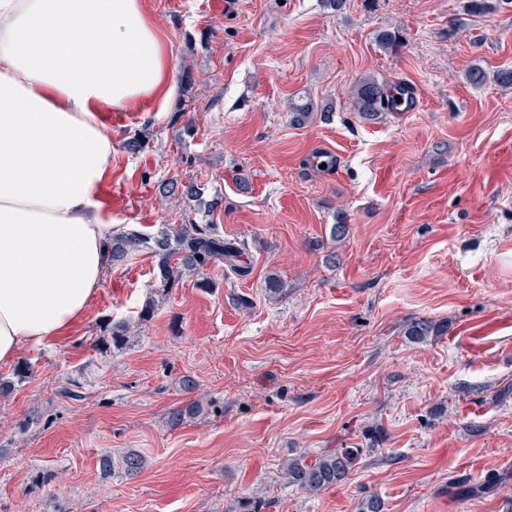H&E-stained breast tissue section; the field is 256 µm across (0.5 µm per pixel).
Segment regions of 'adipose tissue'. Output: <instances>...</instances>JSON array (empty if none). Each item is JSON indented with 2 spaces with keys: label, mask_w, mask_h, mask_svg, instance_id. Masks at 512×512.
<instances>
[{
  "label": "adipose tissue",
  "mask_w": 512,
  "mask_h": 512,
  "mask_svg": "<svg viewBox=\"0 0 512 512\" xmlns=\"http://www.w3.org/2000/svg\"><path fill=\"white\" fill-rule=\"evenodd\" d=\"M174 89L142 0H0V363L67 332L102 285L104 114Z\"/></svg>",
  "instance_id": "1"
}]
</instances>
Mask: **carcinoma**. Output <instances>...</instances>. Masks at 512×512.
I'll list each match as a JSON object with an SVG mask.
<instances>
[{
    "mask_svg": "<svg viewBox=\"0 0 512 512\" xmlns=\"http://www.w3.org/2000/svg\"><path fill=\"white\" fill-rule=\"evenodd\" d=\"M512 0H468L465 11L469 14L481 13L496 8ZM410 99L409 90L403 85L384 86L374 78L366 77L358 81L352 89L353 110L365 116H374L379 112H395L402 103ZM165 193H176L188 198L202 195L203 188L195 182L180 187L172 183L164 187ZM108 259L119 262L129 255L147 249L157 258L158 281L164 291L174 287L184 277L198 276L197 286L209 287L208 281L200 277L203 267L215 260H222L240 276L248 275V266L244 265L243 251L236 242L224 239L214 232L209 224H196L189 219L181 224H170L160 234L150 237L136 231H123L112 235L107 245ZM440 327L431 320H415L410 322L404 334L409 339L423 342L430 336H436ZM130 338V326L114 323L110 329V339L101 344L114 348L124 346ZM203 411L197 401L177 406L168 413V422L173 426L184 424ZM358 449L342 448L329 452L312 461L302 458L288 460L283 466V474L288 483L310 493H318L343 482L354 467ZM103 470L121 469L125 474L134 476L146 466V458L136 452L127 451L115 458L105 455L100 459Z\"/></svg>",
    "mask_w": 512,
    "mask_h": 512,
    "instance_id": "obj_1",
    "label": "carcinoma"
}]
</instances>
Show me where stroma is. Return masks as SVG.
Masks as SVG:
<instances>
[{
  "label": "stroma",
  "instance_id": "obj_1",
  "mask_svg": "<svg viewBox=\"0 0 512 512\" xmlns=\"http://www.w3.org/2000/svg\"><path fill=\"white\" fill-rule=\"evenodd\" d=\"M177 81L113 113L101 198L115 227L190 217L244 246L153 299L156 259L108 265L68 335L1 363L0 512H512V8L464 0H142ZM398 32L397 52L377 42ZM482 68L479 86L467 73ZM374 77L403 112H353ZM313 105L292 125L291 101ZM194 181L201 199L162 200ZM343 222L348 236L333 240ZM283 291L265 294L267 274ZM156 306L142 311L148 300ZM439 335L417 343L406 325ZM135 334L97 340L109 322ZM193 379L185 389L184 379ZM189 400L204 411L173 427ZM361 455L341 486L289 485L285 461ZM134 448L137 476L103 473Z\"/></svg>",
  "mask_w": 512,
  "mask_h": 512
}]
</instances>
